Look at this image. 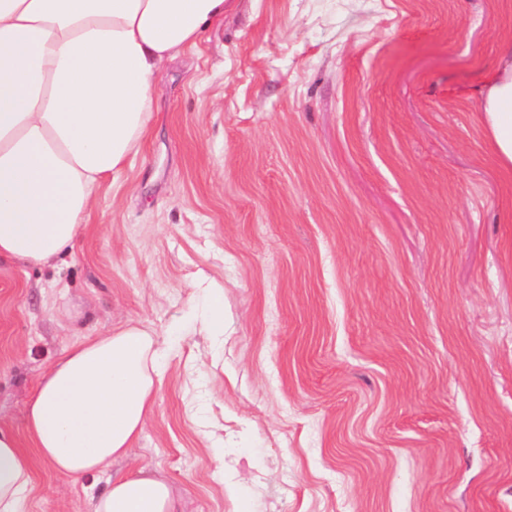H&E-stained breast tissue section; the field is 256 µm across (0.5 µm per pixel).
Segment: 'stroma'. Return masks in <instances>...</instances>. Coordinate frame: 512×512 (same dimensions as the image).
<instances>
[{
	"label": "stroma",
	"instance_id": "obj_1",
	"mask_svg": "<svg viewBox=\"0 0 512 512\" xmlns=\"http://www.w3.org/2000/svg\"><path fill=\"white\" fill-rule=\"evenodd\" d=\"M507 45L512 0H234L161 67L74 255L0 262V427L204 277L224 333L169 355L117 469L183 512H512V167L481 110ZM34 477L30 512L107 485Z\"/></svg>",
	"mask_w": 512,
	"mask_h": 512
}]
</instances>
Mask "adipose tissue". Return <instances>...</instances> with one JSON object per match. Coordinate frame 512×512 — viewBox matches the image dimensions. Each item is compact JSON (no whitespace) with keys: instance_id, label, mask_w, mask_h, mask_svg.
<instances>
[{"instance_id":"obj_1","label":"adipose tissue","mask_w":512,"mask_h":512,"mask_svg":"<svg viewBox=\"0 0 512 512\" xmlns=\"http://www.w3.org/2000/svg\"><path fill=\"white\" fill-rule=\"evenodd\" d=\"M227 0H0V262L44 266L71 253L100 182L139 151L161 65L195 46ZM483 112L512 166V48ZM201 306L157 340L129 322L65 350L24 413L36 456L57 475L109 473L151 412L165 358L187 326L224 332V291L198 280ZM32 455V456H35ZM31 455L0 428V512H29ZM92 512H179L169 485L141 466L110 474Z\"/></svg>"}]
</instances>
